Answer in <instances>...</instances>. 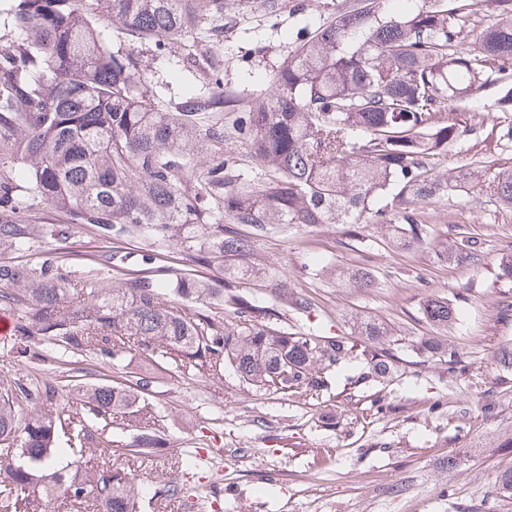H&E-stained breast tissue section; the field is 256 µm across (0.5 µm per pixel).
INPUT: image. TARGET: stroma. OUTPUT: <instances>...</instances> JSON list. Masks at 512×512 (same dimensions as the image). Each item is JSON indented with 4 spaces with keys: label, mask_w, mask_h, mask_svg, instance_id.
<instances>
[{
    "label": "stroma",
    "mask_w": 512,
    "mask_h": 512,
    "mask_svg": "<svg viewBox=\"0 0 512 512\" xmlns=\"http://www.w3.org/2000/svg\"><path fill=\"white\" fill-rule=\"evenodd\" d=\"M352 0H281L269 14L263 0H229L224 41L215 49L224 62V86L239 99L264 97L275 72L298 45L301 26L331 21ZM112 48L143 56L150 66L158 108L198 91L199 77L182 63V47L154 56L150 46L107 34ZM427 238L407 250L392 249L384 224H299L254 236L258 263L279 268L292 291L311 296L328 335L349 333L357 314L388 324L386 346L398 372L379 384L364 379L362 359L345 360L330 372L331 386L319 395L253 392L232 372L155 388L148 401L164 439L163 451L119 454L133 432L113 423L102 435L116 453L86 455L84 465L106 462L135 479L141 512H512V496L499 493V473L512 470V372L496 367L498 349L512 344V281L500 278L503 256L512 254V213L481 200L452 197L428 205ZM474 236L484 242L481 265L439 260L449 244ZM110 253L111 263L98 261ZM63 257L76 276L115 272L155 277L157 270L182 265L174 249L155 252L135 240H92L74 229ZM362 268L373 288L340 287L328 265ZM435 294L457 302L459 321L448 330L431 326L421 302ZM454 344L469 362L466 373L449 377L438 359L419 354L421 337ZM388 396L393 410L375 415L371 402ZM493 398L495 416L479 400ZM437 411H430L432 403ZM208 456L200 470L180 474L187 495L156 497L170 478L171 460L181 449ZM457 456L447 471L442 461Z\"/></svg>",
    "instance_id": "obj_1"
}]
</instances>
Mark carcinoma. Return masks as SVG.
Returning <instances> with one entry per match:
<instances>
[{
  "label": "carcinoma",
  "mask_w": 512,
  "mask_h": 512,
  "mask_svg": "<svg viewBox=\"0 0 512 512\" xmlns=\"http://www.w3.org/2000/svg\"><path fill=\"white\" fill-rule=\"evenodd\" d=\"M390 0H359L314 31H298L294 54L261 100L240 109L232 132L224 110V68L210 50L224 40L227 0H0V307L17 313L10 352L62 369L87 352L112 366L137 343L151 373L123 382L61 384L47 375L0 384V512H21L38 491L45 506L63 496L93 499L100 512H139L124 469L110 463L82 471V457L102 447L99 432L120 414L133 422L157 382L219 377L231 370L258 391L318 395L326 371L360 356L369 375L388 380L391 335L376 320H355L350 336H323L317 326L288 332L269 325L280 303L316 311L288 296L279 271L265 297L241 291L252 275L254 241L231 230L246 224L262 236L280 224H388L395 242H425L427 205L474 194L512 212V165L471 149L455 171L434 172L432 159L461 145L476 127L480 94L495 90L496 111L512 116V0H487L497 22L468 39L477 0H422L402 14ZM184 66L207 81L163 111L140 57L113 50L102 29L146 41L166 53L201 29ZM249 146L251 164L228 149ZM75 226L100 240L146 239L176 247L190 269L152 280L76 277L60 250ZM37 247L38 260L3 254ZM478 265L481 243L463 239L446 255ZM217 269L220 277L207 275ZM346 288H368L360 270H338ZM197 304L189 309L184 302ZM231 307L235 319L211 308ZM424 317L456 322L448 299L427 296ZM421 351L448 373L467 368L450 343L425 340ZM68 394L79 411L57 407ZM26 402L21 407L20 402ZM70 447L58 448L62 422ZM162 438L146 429L125 450L143 454ZM72 456L73 475L54 469Z\"/></svg>",
  "instance_id": "carcinoma-1"
}]
</instances>
